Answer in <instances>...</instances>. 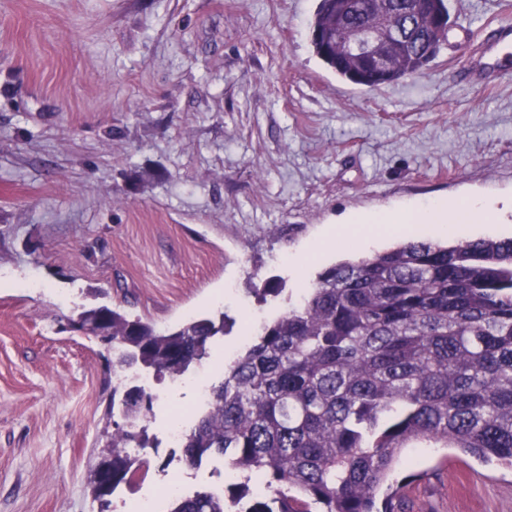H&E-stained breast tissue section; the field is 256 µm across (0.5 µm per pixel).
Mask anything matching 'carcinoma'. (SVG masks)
Wrapping results in <instances>:
<instances>
[{"mask_svg": "<svg viewBox=\"0 0 512 512\" xmlns=\"http://www.w3.org/2000/svg\"><path fill=\"white\" fill-rule=\"evenodd\" d=\"M319 0L310 23L316 55L341 78L377 87L350 59L355 28L412 26L413 38L390 67L388 82L421 73L447 38L445 0H389L380 14L346 12ZM109 314L108 341L119 363L173 379L210 357L219 320L194 318L158 330L106 305L83 311L77 329L91 333ZM100 463L112 465V488L146 464L132 448L149 445L153 396L127 387ZM416 444L494 456L512 467V238L454 244L403 240L345 260L302 287L301 299L247 337L209 385V403L182 432L191 468L220 458L236 480L179 494L169 512H404L389 484L403 449ZM259 478L266 494L251 490ZM91 493L101 506L102 474Z\"/></svg>", "mask_w": 512, "mask_h": 512, "instance_id": "cac0c4a2", "label": "carcinoma"}]
</instances>
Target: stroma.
I'll return each instance as SVG.
<instances>
[{
    "label": "stroma",
    "instance_id": "1",
    "mask_svg": "<svg viewBox=\"0 0 512 512\" xmlns=\"http://www.w3.org/2000/svg\"><path fill=\"white\" fill-rule=\"evenodd\" d=\"M318 0H0V512H99L88 486L113 430L117 356L72 328L91 306L158 328L226 313L217 361L299 285L393 240L315 244L355 212L494 202L472 238L512 237V76L465 84L466 37L512 0H448L426 70L375 89L315 54ZM313 252L302 268L293 255ZM278 282L257 302L251 290ZM195 371L154 380L150 468L121 485L167 512L169 486L212 487L165 447L190 424ZM406 512H512V469L409 448Z\"/></svg>",
    "mask_w": 512,
    "mask_h": 512
}]
</instances>
